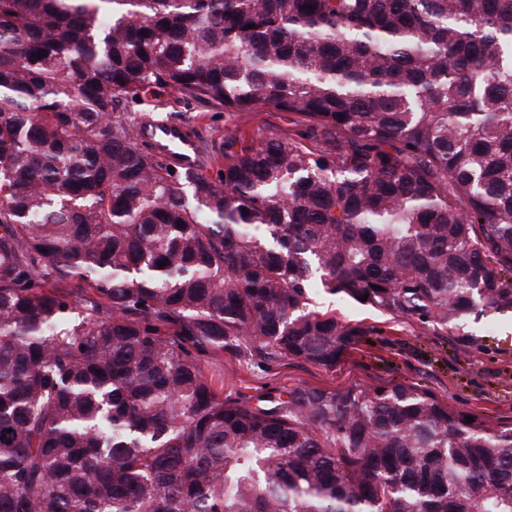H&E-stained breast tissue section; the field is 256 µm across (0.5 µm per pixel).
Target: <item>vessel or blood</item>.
Returning a JSON list of instances; mask_svg holds the SVG:
<instances>
[{
    "mask_svg": "<svg viewBox=\"0 0 512 512\" xmlns=\"http://www.w3.org/2000/svg\"><path fill=\"white\" fill-rule=\"evenodd\" d=\"M140 136L158 159L176 169L200 167L202 155L192 127L179 120L153 121L144 125Z\"/></svg>",
    "mask_w": 512,
    "mask_h": 512,
    "instance_id": "1",
    "label": "vessel or blood"
}]
</instances>
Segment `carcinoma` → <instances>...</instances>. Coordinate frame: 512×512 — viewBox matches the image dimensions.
Wrapping results in <instances>:
<instances>
[{
    "mask_svg": "<svg viewBox=\"0 0 512 512\" xmlns=\"http://www.w3.org/2000/svg\"><path fill=\"white\" fill-rule=\"evenodd\" d=\"M156 88L300 138L171 169ZM315 287L512 314V0H0V512H512V427L414 385L221 396L355 349Z\"/></svg>",
    "mask_w": 512,
    "mask_h": 512,
    "instance_id": "carcinoma-1",
    "label": "carcinoma"
}]
</instances>
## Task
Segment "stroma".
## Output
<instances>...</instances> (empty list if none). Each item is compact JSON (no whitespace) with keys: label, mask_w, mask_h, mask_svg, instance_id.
<instances>
[{"label":"stroma","mask_w":512,"mask_h":512,"mask_svg":"<svg viewBox=\"0 0 512 512\" xmlns=\"http://www.w3.org/2000/svg\"><path fill=\"white\" fill-rule=\"evenodd\" d=\"M131 111L172 117L194 125L202 145L220 149L226 129L239 126L261 139L294 132L288 113L263 107L227 112L199 100H170L155 110L153 99ZM313 310L360 325L366 338L333 370L295 360L270 361L255 350L199 355L206 376L223 377L224 394L248 404L297 387L340 389L352 384L376 388L393 381L417 385L491 426L512 424V316L473 313L443 330L418 318L394 316L319 292Z\"/></svg>","instance_id":"obj_1"}]
</instances>
